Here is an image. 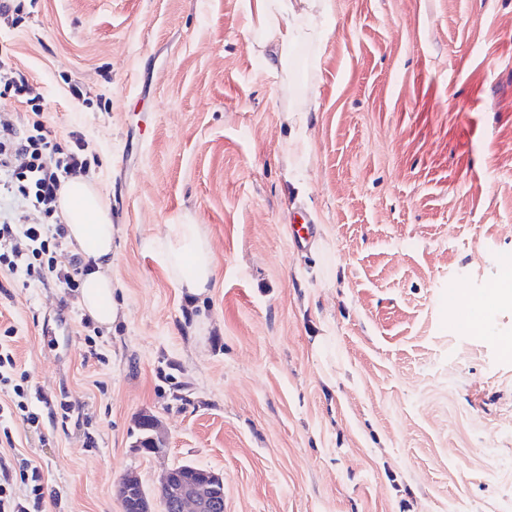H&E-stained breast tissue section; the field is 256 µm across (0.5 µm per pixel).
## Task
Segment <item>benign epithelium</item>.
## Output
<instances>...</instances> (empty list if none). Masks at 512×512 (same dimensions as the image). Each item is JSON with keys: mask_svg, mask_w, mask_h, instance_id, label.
I'll list each match as a JSON object with an SVG mask.
<instances>
[{"mask_svg": "<svg viewBox=\"0 0 512 512\" xmlns=\"http://www.w3.org/2000/svg\"><path fill=\"white\" fill-rule=\"evenodd\" d=\"M138 429L150 433L153 447L142 448L144 454H157L162 436L155 417L144 412L138 418ZM178 467H173L163 476L159 496L164 505V512H224V481L223 478L209 470L195 466L188 470L196 472V480L177 481L175 472Z\"/></svg>", "mask_w": 512, "mask_h": 512, "instance_id": "1", "label": "benign epithelium"}]
</instances>
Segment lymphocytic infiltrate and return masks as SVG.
Segmentation results:
<instances>
[{"instance_id": "f902f5d3", "label": "lymphocytic infiltrate", "mask_w": 512, "mask_h": 512, "mask_svg": "<svg viewBox=\"0 0 512 512\" xmlns=\"http://www.w3.org/2000/svg\"><path fill=\"white\" fill-rule=\"evenodd\" d=\"M5 89L18 101L30 107L28 128L19 132L8 120H0V195L17 199L25 207L45 217L44 222L17 224L0 223V272L22 283L44 280L55 275L69 290L80 285L79 269L56 272L49 256L51 241L61 239L62 228L56 217L58 191L66 179L84 175L89 168L85 142L75 137L72 148L63 150L52 143L41 122V106L30 95L27 75L12 72L4 82ZM55 155L54 166L44 162L46 155ZM27 373L16 370L10 350L0 349V386L12 387L18 397L15 410L23 424L39 426L40 414L35 407V395L27 389Z\"/></svg>"}]
</instances>
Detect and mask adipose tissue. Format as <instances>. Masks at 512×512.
<instances>
[{"instance_id":"adipose-tissue-1","label":"adipose tissue","mask_w":512,"mask_h":512,"mask_svg":"<svg viewBox=\"0 0 512 512\" xmlns=\"http://www.w3.org/2000/svg\"><path fill=\"white\" fill-rule=\"evenodd\" d=\"M251 28L263 37L271 66L287 70L296 45L326 40L335 0H247ZM57 207L66 246L83 261L77 304L100 328L118 317L112 305V218L96 183L77 177L63 183ZM161 257L168 278L181 292L199 297L215 276L211 242L197 224H171L149 244Z\"/></svg>"}]
</instances>
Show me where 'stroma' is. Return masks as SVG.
Wrapping results in <instances>:
<instances>
[{"mask_svg":"<svg viewBox=\"0 0 512 512\" xmlns=\"http://www.w3.org/2000/svg\"><path fill=\"white\" fill-rule=\"evenodd\" d=\"M331 25L319 71L298 46L287 83L246 0L0 19L50 137L88 145L119 310L106 331L56 278L0 274V342L41 396L38 428L0 416L14 499L28 464L44 512H123L125 475L151 491L192 463L223 475L224 512H512V305L457 331L448 300L512 269V0H336ZM310 97L287 158L283 110ZM185 223L216 257L193 302L145 247ZM143 411L166 454L135 449Z\"/></svg>","mask_w":512,"mask_h":512,"instance_id":"obj_1","label":"stroma"}]
</instances>
